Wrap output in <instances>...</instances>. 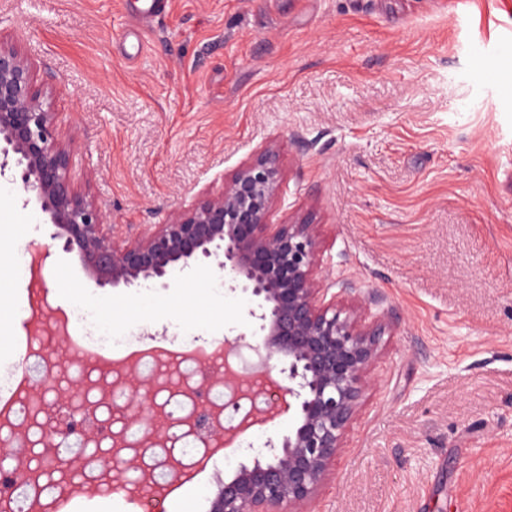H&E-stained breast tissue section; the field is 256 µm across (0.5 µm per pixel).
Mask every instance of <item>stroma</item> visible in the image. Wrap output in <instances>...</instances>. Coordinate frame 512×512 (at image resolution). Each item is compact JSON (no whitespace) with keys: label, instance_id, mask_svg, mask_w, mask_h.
<instances>
[{"label":"stroma","instance_id":"35a3bbf8","mask_svg":"<svg viewBox=\"0 0 512 512\" xmlns=\"http://www.w3.org/2000/svg\"><path fill=\"white\" fill-rule=\"evenodd\" d=\"M137 29L122 0H0L108 223H163L272 144L273 222L309 218L332 282L375 297L372 384L312 512H512V0H171L135 55ZM23 197L0 177V368L49 332L12 318L15 254L49 241ZM45 269L149 343L179 315L246 333L252 370L255 300L215 267L107 290L61 249ZM250 458L184 485L185 512Z\"/></svg>","mask_w":512,"mask_h":512}]
</instances>
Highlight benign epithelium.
Wrapping results in <instances>:
<instances>
[{
    "label": "benign epithelium",
    "instance_id": "benign-epithelium-1",
    "mask_svg": "<svg viewBox=\"0 0 512 512\" xmlns=\"http://www.w3.org/2000/svg\"><path fill=\"white\" fill-rule=\"evenodd\" d=\"M58 113L37 84L33 64L0 40V170L13 168L25 202H35L51 232L45 251L59 245L78 256L100 288L140 285L166 278L179 264L207 260L224 272L229 290L251 291L262 342L260 362L272 360L282 379L279 410L292 415L293 428L280 445L267 442L271 455L241 462L210 500V512H305L326 481L346 432L359 412L378 358L382 325L366 322L367 300L359 289L331 291L321 264L315 225L303 218L269 223L272 201L284 180L279 153L269 146L242 164L224 188L189 207L170 212L165 223L127 239L105 223L102 207L75 189L71 175L74 145L57 132ZM224 385L225 407L239 411V399L256 405L259 394H242L237 373L208 375L203 385ZM157 374L134 390L135 404L122 411L123 432L97 459L100 472L121 484L130 428L169 417L151 399ZM268 411L239 422L204 409L190 434L210 443L224 433V447L267 420Z\"/></svg>",
    "mask_w": 512,
    "mask_h": 512
}]
</instances>
